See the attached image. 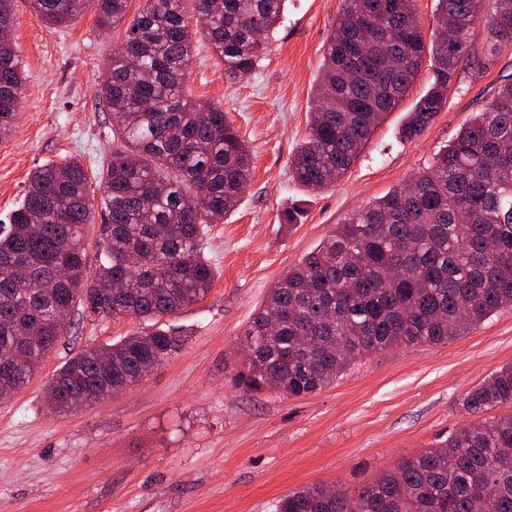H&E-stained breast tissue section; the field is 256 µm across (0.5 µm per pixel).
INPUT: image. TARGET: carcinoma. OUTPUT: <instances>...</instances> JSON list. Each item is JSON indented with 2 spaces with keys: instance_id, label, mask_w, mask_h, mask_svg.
Returning <instances> with one entry per match:
<instances>
[{
  "instance_id": "cac0c4a2",
  "label": "carcinoma",
  "mask_w": 512,
  "mask_h": 512,
  "mask_svg": "<svg viewBox=\"0 0 512 512\" xmlns=\"http://www.w3.org/2000/svg\"><path fill=\"white\" fill-rule=\"evenodd\" d=\"M128 0H30L48 25L68 26L95 6L110 28ZM192 3L202 37L230 80L249 77L286 0H145L119 52L105 64L100 97L114 115L113 144L98 187L102 222L94 271L84 225L92 189L78 160L38 167L0 224V391L24 388L63 335L59 309L152 321L203 299L214 281L203 238L235 210L252 174L249 148L224 110L192 98ZM323 55L308 138L292 178L335 185L374 129L406 97L429 58L432 81L400 135L418 137L447 103L474 37L512 43V0H437L426 43L416 0H344ZM24 65L0 41V139L24 93ZM512 307V83L500 86L425 169L352 212L270 288L245 336L236 375L252 393L306 396L366 354L444 344ZM274 329L268 328L271 317ZM161 328L85 348L48 385L58 413L143 380L182 346ZM512 404V363L468 391L471 415ZM512 414L468 421L432 448L402 457L357 492L314 485L281 498L276 512H512Z\"/></svg>"
}]
</instances>
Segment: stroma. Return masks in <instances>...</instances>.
Instances as JSON below:
<instances>
[{"mask_svg":"<svg viewBox=\"0 0 512 512\" xmlns=\"http://www.w3.org/2000/svg\"><path fill=\"white\" fill-rule=\"evenodd\" d=\"M343 0H287L258 67L232 83L201 36L189 94L217 104L252 155V178L234 212L204 239L215 277L208 294L163 329L182 349L138 384L61 416L46 387L71 356L142 329L132 317L74 310L64 339L29 384L0 402V512H275L288 492L316 484L355 491L403 456L445 440L469 419L462 398L512 362V309L441 345L378 351L321 391L286 398L237 386L245 330L268 291L352 213L419 169L512 82V43L490 53L485 34L423 133L401 139L405 112L429 87L422 66L347 174L313 190L292 178L307 137L323 53ZM12 39L25 93L0 140V221L22 199L31 171L78 159L97 176L112 150L113 115L99 98L106 59L125 25L101 29L94 10L51 27L14 0Z\"/></svg>","mask_w":512,"mask_h":512,"instance_id":"stroma-1","label":"stroma"}]
</instances>
